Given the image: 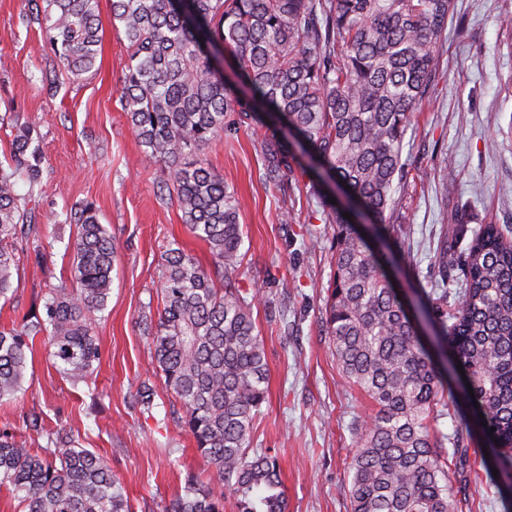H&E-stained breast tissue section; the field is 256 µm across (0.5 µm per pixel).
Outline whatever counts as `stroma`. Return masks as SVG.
I'll return each instance as SVG.
<instances>
[{"label":"stroma","instance_id":"35a3bbf8","mask_svg":"<svg viewBox=\"0 0 512 512\" xmlns=\"http://www.w3.org/2000/svg\"><path fill=\"white\" fill-rule=\"evenodd\" d=\"M30 10V0H0V160L26 127L44 158L40 186L17 184L31 197L40 237L21 253L12 288L0 299V326L21 323L42 303L47 284L69 279L75 228L59 221L66 209L93 205L112 235L115 260L92 376L66 379L36 347L21 398L0 405V430L29 437L34 414L70 429L82 447L109 459L134 512H166L188 477L213 492L220 486L180 424V404L155 374L145 327L162 308L166 251L182 247L207 267L212 257L182 223L166 173L146 159L122 110L123 33L104 26L93 72L72 80L59 76L51 44L27 20ZM440 53L443 74L404 140L411 168L394 220L410 256L405 273L395 276L406 295L433 287L444 227L497 224L512 237V0H454ZM268 134L257 122L205 149L238 201L244 259L237 280L264 297L253 316L269 385L253 445L277 457L288 512H349L351 426L372 405L346 382L323 331L336 227L325 223L309 175L294 174L285 198L264 184L260 143ZM287 209L298 213L296 223L282 221ZM146 386L154 391L148 409L136 402ZM470 413L461 403L456 415L436 423L441 436L468 450L452 476L458 512H512V486L494 478L481 426L474 421L468 432L459 430L458 415Z\"/></svg>","mask_w":512,"mask_h":512}]
</instances>
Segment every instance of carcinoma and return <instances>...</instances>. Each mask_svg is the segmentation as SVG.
<instances>
[{"label": "carcinoma", "instance_id": "1", "mask_svg": "<svg viewBox=\"0 0 512 512\" xmlns=\"http://www.w3.org/2000/svg\"><path fill=\"white\" fill-rule=\"evenodd\" d=\"M452 0H41L29 21L44 29L57 67L79 78L95 67L104 23L123 31L128 64L120 90L124 112L148 160L164 167L182 223L209 248L213 268L181 248L168 251L160 276L163 309L148 327L156 372L181 405L221 492L190 479L169 512H287L278 461L251 447L267 397L268 363L253 319L262 302L237 285L243 227L237 201L210 165L205 147L228 129L262 121L264 180L288 192L296 170H323L351 187L346 206L313 190L325 223L336 225L326 333L346 379L372 403L351 427L350 512H455L444 438L431 430L448 407V371L462 365L490 433L500 470L512 474V244L497 224L474 231L462 267L459 304L448 311V236L438 287L427 294L439 366L388 278V252L402 208L395 185L409 174L407 129L440 74ZM225 53L240 86L213 58ZM16 136L0 166V298L17 267L14 247L32 234V210L17 176L40 183L42 156ZM366 219L374 249L342 216ZM76 227L70 279L48 288L43 313L0 330V402L17 399L36 338L59 373L85 381L100 359L97 313L112 285V235L90 204L63 213ZM46 441L0 431V490L23 512H130L108 459L79 446L60 427L31 421Z\"/></svg>", "mask_w": 512, "mask_h": 512}]
</instances>
